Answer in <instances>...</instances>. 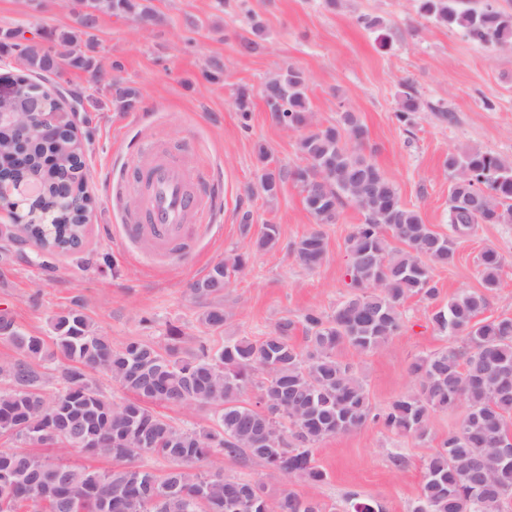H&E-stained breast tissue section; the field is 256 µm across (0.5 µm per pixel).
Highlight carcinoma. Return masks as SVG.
Masks as SVG:
<instances>
[{
  "label": "carcinoma",
  "instance_id": "obj_1",
  "mask_svg": "<svg viewBox=\"0 0 512 512\" xmlns=\"http://www.w3.org/2000/svg\"><path fill=\"white\" fill-rule=\"evenodd\" d=\"M419 11L436 22L461 30L488 47L512 46V14L491 2L461 10L457 0H417ZM61 7L83 29L94 26L96 14L155 26L160 14L150 0H65ZM251 37L241 43L250 54L264 40L265 28L250 19ZM93 39L73 32L52 33L35 41L15 31L0 34V55L17 57L30 88L44 87L62 73V66L91 74L105 83L117 112H130L138 92L108 77L94 55ZM308 78L288 67L264 83L261 95L271 118L300 132L301 163L283 171L259 151L262 193L274 198L285 180L299 186L315 228L289 246L299 267L319 268L328 253L324 226L339 220L345 202L356 204L365 223L347 238L351 263L348 296L325 316L307 311L301 323L303 350L293 342L297 324L281 319L275 330L258 339L225 340L224 288L245 272L249 253H231L215 262L189 288L203 307L199 324L216 335L213 343L188 345L183 330L171 325L163 341L132 339L121 345L99 333L78 309L58 313L52 323L55 349L40 336L15 326L0 314V340L15 354L0 359V436L24 444H51L88 457L106 456L119 466L100 472L50 459L18 447L0 448V512H326L324 504L288 488L295 478L311 484L326 479L314 449L328 437L368 423L398 436L424 439L436 412H465L428 456L425 480L413 512H503L512 499V317L485 315L489 295L499 285L502 258L494 248L480 255L482 290L464 291L432 314L437 329L455 344L413 361L411 391L375 411L366 383L338 352L369 353L382 348L405 326L403 306L412 296L432 302L438 296L433 272L452 266L459 240L476 224L512 223V161L473 149L450 154L445 166L452 176L448 197L451 233L426 224L418 209L400 194L361 150L366 127L353 112L336 125L315 126L307 95ZM243 119L253 111L252 91L242 86L235 96ZM421 103L411 86L402 92L396 118L412 125ZM31 165L24 176L38 179L54 196L57 175L71 174L70 199H86L82 171L83 144L66 135L54 143L35 138L25 145ZM27 234L40 246L67 251L81 242L83 227L63 202L54 212L55 231L47 232L41 208L24 205ZM277 224H266L251 240L257 251L274 248ZM61 355L70 362L55 376L57 390L41 393L44 374L33 361ZM105 374L133 397L114 403L105 399L94 376ZM258 401L244 399L248 388ZM151 402L209 408L212 424L186 429L149 407ZM244 457L262 463L283 483L268 493L264 483L224 475V458ZM168 463L159 474L143 459ZM342 512H382L369 500L349 496Z\"/></svg>",
  "mask_w": 512,
  "mask_h": 512
}]
</instances>
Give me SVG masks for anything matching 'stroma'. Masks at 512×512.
<instances>
[{"instance_id":"35a3bbf8","label":"stroma","mask_w":512,"mask_h":512,"mask_svg":"<svg viewBox=\"0 0 512 512\" xmlns=\"http://www.w3.org/2000/svg\"><path fill=\"white\" fill-rule=\"evenodd\" d=\"M163 18L152 28L104 15L93 31L102 67L121 60L120 77L139 93L135 110L117 112L110 101L89 113L82 133L90 220L79 252L41 263L34 246L0 239V311L15 325L52 342L56 314L81 308L93 325L122 344L131 339L162 341L168 325L181 326L192 342L208 340L197 322L191 282L234 251L247 250L251 235L275 224L274 249L252 254L247 273L224 290L233 315L224 338L269 335L285 317L298 320L310 310L331 314L349 293L346 239L365 220L345 203L338 223L327 226L328 258L317 270L297 266L290 244L313 225L302 194L284 182L276 199L258 187L257 152L266 147L275 164H299L297 132L274 123L259 91L282 69L293 66L308 77L312 119L334 125L342 113H356L366 126L363 150L394 183L405 204L425 223L448 233L451 176L448 154L479 149L512 160V47L488 48L422 15L417 0H152ZM361 14L384 25L366 30ZM258 16L266 36L254 54L239 52ZM75 19L57 0H0V32L25 30L27 37L70 29ZM224 61V75L206 82L208 60ZM422 102L412 125L395 113L404 84ZM254 94L249 120L234 106L235 92ZM447 118H440V111ZM155 143L191 157L209 199L197 223L187 225L180 250L160 252L129 242L123 209L110 198V183L132 177L138 147ZM252 216L250 234L240 217ZM488 247L502 257L500 284L489 297V312L512 315V224H479L459 245L453 266L437 269L436 303L414 297L404 306L405 327L382 349L341 357L365 380L375 407L382 408L413 384L410 363L448 347V335L430 321L435 308L463 290L481 287L479 257ZM456 414L434 413L429 435L419 440L393 435L369 424L332 436L314 451L327 474L318 485L296 479L299 495L326 507H343L348 494L378 502L383 512H411L424 480V463L453 428ZM403 457L395 466L394 457Z\"/></svg>"}]
</instances>
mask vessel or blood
I'll return each mask as SVG.
<instances>
[{
  "label": "vessel or blood",
  "instance_id": "b4317fda",
  "mask_svg": "<svg viewBox=\"0 0 512 512\" xmlns=\"http://www.w3.org/2000/svg\"><path fill=\"white\" fill-rule=\"evenodd\" d=\"M130 183L112 184L113 196H133L128 209V236L160 249L178 242L187 224L193 223L203 198L196 176L187 162L163 157L154 145L139 149Z\"/></svg>",
  "mask_w": 512,
  "mask_h": 512
}]
</instances>
